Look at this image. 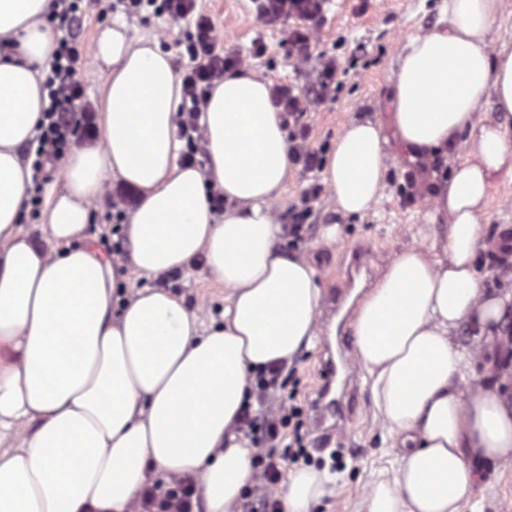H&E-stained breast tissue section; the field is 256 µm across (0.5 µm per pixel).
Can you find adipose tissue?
I'll return each instance as SVG.
<instances>
[{"mask_svg":"<svg viewBox=\"0 0 512 512\" xmlns=\"http://www.w3.org/2000/svg\"><path fill=\"white\" fill-rule=\"evenodd\" d=\"M49 0H0V512H132L150 481L194 476L205 512H232L254 482L235 423L252 371L290 363L317 334L316 270L279 248L272 205L291 175L270 85L226 74L201 115L205 169L177 163L181 78L158 40L132 44L121 22L99 33L108 69L93 141L72 147L49 190L40 237L22 232L31 171L19 148L47 101ZM503 0H448L409 38L393 79L392 124L410 159L465 149L432 174L426 201L449 220L446 259L398 253L352 322L378 417L399 465L366 491V512H459L478 480L512 459V367L502 328L512 277L487 287L477 262L491 187L512 178V46L489 35ZM497 118L480 119L485 102ZM378 123L350 121L326 154L345 216L371 208L388 173ZM138 190L125 229L131 263L155 279L203 259L228 292L217 326L159 287L127 300L113 264L78 246L106 180ZM224 194L216 217L210 191ZM467 329L460 342L459 329ZM471 384L463 392V384ZM327 477L288 475L284 512H310Z\"/></svg>","mask_w":512,"mask_h":512,"instance_id":"ef3b65f1","label":"adipose tissue"}]
</instances>
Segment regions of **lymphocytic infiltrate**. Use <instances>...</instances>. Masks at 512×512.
I'll return each instance as SVG.
<instances>
[{
    "instance_id": "obj_1",
    "label": "lymphocytic infiltrate",
    "mask_w": 512,
    "mask_h": 512,
    "mask_svg": "<svg viewBox=\"0 0 512 512\" xmlns=\"http://www.w3.org/2000/svg\"><path fill=\"white\" fill-rule=\"evenodd\" d=\"M257 20L274 24L293 21L288 40L293 47L292 63L301 68L311 58V48L322 19L326 0H254ZM175 22L193 26L188 38V61L181 66L183 101L177 109L175 126L186 150L182 161L197 164L206 155L205 130L200 123L202 109L213 88L223 82L225 74L247 66L246 57L237 52H223L212 16L203 12L198 0H125L127 18L140 16L143 8ZM104 0H50V18L55 24L56 47L48 62L43 82L48 104L42 110L35 137L28 142L26 156L31 161L33 187L28 201L39 208L43 201V173L69 152L76 136L94 135V113L78 108L83 87L78 79L86 58L78 47L83 20L90 13H104ZM335 58L321 56L319 66L304 88L273 85L272 96L297 128L288 138L293 164L311 172L321 165L320 153L309 142V127L303 122L310 107L323 101L336 82ZM324 188L311 184L303 193L300 205L288 211V234L294 241H307L317 222ZM282 369L257 373L254 379V404L246 405L236 430L250 442L251 463L256 481L245 495L247 512H282V505L270 491L280 481L287 460L309 459L305 408L295 394L286 392ZM194 483L189 479L165 486L154 481L145 488L137 512H195Z\"/></svg>"
}]
</instances>
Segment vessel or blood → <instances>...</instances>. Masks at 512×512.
<instances>
[{"label":"vessel or blood","instance_id":"vessel-or-blood-1","mask_svg":"<svg viewBox=\"0 0 512 512\" xmlns=\"http://www.w3.org/2000/svg\"><path fill=\"white\" fill-rule=\"evenodd\" d=\"M349 339L340 337L337 346H324L320 356V384L312 401L313 427L322 447L338 444L348 414L345 400L351 399L360 382L352 359L348 357Z\"/></svg>","mask_w":512,"mask_h":512}]
</instances>
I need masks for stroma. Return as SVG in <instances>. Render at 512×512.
Here are the masks:
<instances>
[{"label": "stroma", "mask_w": 512, "mask_h": 512, "mask_svg": "<svg viewBox=\"0 0 512 512\" xmlns=\"http://www.w3.org/2000/svg\"><path fill=\"white\" fill-rule=\"evenodd\" d=\"M220 31L222 46L250 58V70L266 81L303 85L305 73L294 71L289 58L287 25H264L255 20L251 0H202ZM444 0H329L324 20L315 38V53L335 57L340 68L339 86L311 110L307 122L315 146L330 148L343 126L354 118L379 122L388 141L389 170L377 202L364 215L345 217L337 212L331 194H324L321 224H337L341 234L323 242L320 234L298 246L297 252L317 271L323 293L335 290L354 254H361L368 267L358 282L371 289L387 265L404 248L415 246L432 259H445L447 224L434 217L424 201V171L450 168L453 157L435 155L427 167L404 159L390 119L391 84L399 54L411 36L431 28L441 17ZM123 21L132 41L160 37L162 50L177 54L190 28L150 12L127 18L122 4H114L106 16L90 14L81 32L87 55L96 51L99 29ZM486 240L495 241L496 252L481 256V272L488 286H499L497 251L504 248L498 229L512 225V181L494 186L487 213L481 221ZM188 307L202 308L207 317L222 321L224 287L207 278L202 261L174 273L165 283ZM317 348L301 349L287 366V390L296 391L303 402H311L319 383ZM394 440L382 428L376 414L372 379L362 373L358 407L345 427V437L335 452L341 467L312 512H365L366 486L380 477H392L398 466ZM461 512H512V462L502 464L475 487L461 505Z\"/></svg>", "instance_id": "obj_1"}]
</instances>
